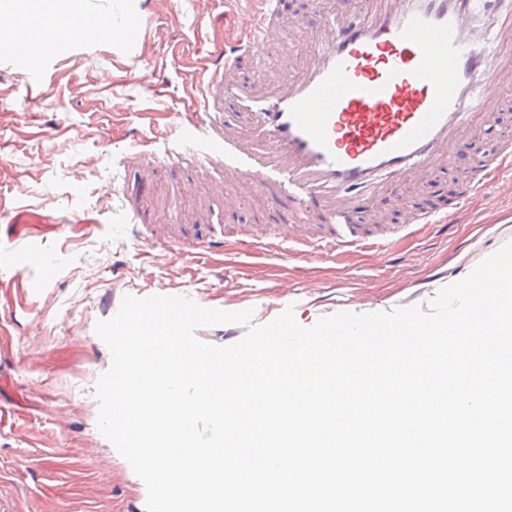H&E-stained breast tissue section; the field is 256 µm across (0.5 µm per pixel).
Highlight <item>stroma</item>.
Returning <instances> with one entry per match:
<instances>
[{
    "instance_id": "obj_1",
    "label": "stroma",
    "mask_w": 512,
    "mask_h": 512,
    "mask_svg": "<svg viewBox=\"0 0 512 512\" xmlns=\"http://www.w3.org/2000/svg\"><path fill=\"white\" fill-rule=\"evenodd\" d=\"M259 7L134 0L123 39L0 53V250L36 242L51 255L0 270V512H145L143 481L97 427L94 387L111 354L95 326L124 296L249 309L255 325L289 308L309 328L340 300L355 313L428 306L512 241L505 169L444 231L397 228L406 204L386 194L361 218L365 242L335 256L242 251L286 214L243 185L226 215L224 168L186 157L183 125L202 112L219 51L242 35L237 15ZM506 135L512 107L412 188L413 201L440 207ZM22 206L41 223H14ZM383 236L386 259L370 246Z\"/></svg>"
}]
</instances>
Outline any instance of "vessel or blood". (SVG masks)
<instances>
[{"label":"vessel or blood","instance_id":"obj_1","mask_svg":"<svg viewBox=\"0 0 512 512\" xmlns=\"http://www.w3.org/2000/svg\"><path fill=\"white\" fill-rule=\"evenodd\" d=\"M495 31H476L475 0H370L365 12L332 9L292 18L307 32L294 67L263 80L240 78L282 39L280 0L247 14L245 34L204 90V122L188 138L204 159L220 158L234 178L316 215L341 231L322 250L359 245L361 214L385 188L447 166L478 124L512 89V0H492ZM231 104L243 123L228 119ZM512 147L482 158L460 197L482 191ZM453 213L410 209L409 224H449Z\"/></svg>","mask_w":512,"mask_h":512}]
</instances>
